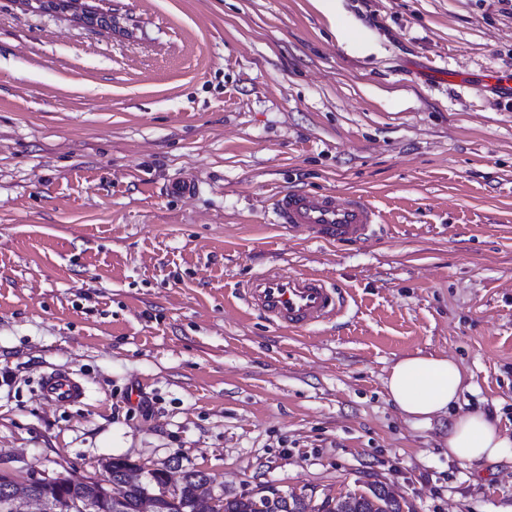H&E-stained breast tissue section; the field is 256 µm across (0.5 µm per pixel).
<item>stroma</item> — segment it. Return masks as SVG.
<instances>
[{"instance_id":"1","label":"stroma","mask_w":512,"mask_h":512,"mask_svg":"<svg viewBox=\"0 0 512 512\" xmlns=\"http://www.w3.org/2000/svg\"><path fill=\"white\" fill-rule=\"evenodd\" d=\"M0 0V468L105 479L175 459L229 494L390 486L404 512H512V463L448 455L393 364L456 361L460 411L512 433V14L497 0ZM189 178L192 196L169 185ZM356 194L358 243L279 227L289 191ZM347 299L301 331L255 274ZM87 399L46 404L43 373ZM243 300L290 331L338 316L345 306L341 292L314 272L260 274L243 288Z\"/></svg>"}]
</instances>
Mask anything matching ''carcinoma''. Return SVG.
Masks as SVG:
<instances>
[{
    "instance_id": "obj_1",
    "label": "carcinoma",
    "mask_w": 512,
    "mask_h": 512,
    "mask_svg": "<svg viewBox=\"0 0 512 512\" xmlns=\"http://www.w3.org/2000/svg\"><path fill=\"white\" fill-rule=\"evenodd\" d=\"M151 477L143 486H134L127 490L122 499L114 502L105 499L97 504L89 505V495L80 485L61 484L52 491L50 509L53 512H141L140 506L145 490H152L163 484L167 478V470L154 469ZM206 484L205 472L188 469L181 472L176 488L166 496L155 500V512H192L193 503ZM275 497L270 512H403L402 504L395 493L384 486H369L364 490L349 492L339 498L312 504V499L293 491L284 492ZM217 512H258L257 495L219 496Z\"/></svg>"
}]
</instances>
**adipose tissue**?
Returning a JSON list of instances; mask_svg holds the SVG:
<instances>
[{"label": "adipose tissue", "mask_w": 512, "mask_h": 512, "mask_svg": "<svg viewBox=\"0 0 512 512\" xmlns=\"http://www.w3.org/2000/svg\"><path fill=\"white\" fill-rule=\"evenodd\" d=\"M465 376L459 364L445 357L415 355L397 361L386 379L393 405L415 424L432 417L448 418V455L481 468L512 461V437L482 410L458 412Z\"/></svg>", "instance_id": "ef3b65f1"}]
</instances>
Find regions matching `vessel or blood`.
Listing matches in <instances>:
<instances>
[{
  "mask_svg": "<svg viewBox=\"0 0 512 512\" xmlns=\"http://www.w3.org/2000/svg\"><path fill=\"white\" fill-rule=\"evenodd\" d=\"M279 223L321 242H357L367 238L378 220L376 210L362 197L333 192H290L276 203ZM247 306L291 331L338 316L345 300L323 278L310 271L292 275H258L243 289ZM41 398L69 405L87 397L82 380L72 372L52 371L39 382Z\"/></svg>",
  "mask_w": 512,
  "mask_h": 512,
  "instance_id": "b4317fda",
  "label": "vessel or blood"
}]
</instances>
